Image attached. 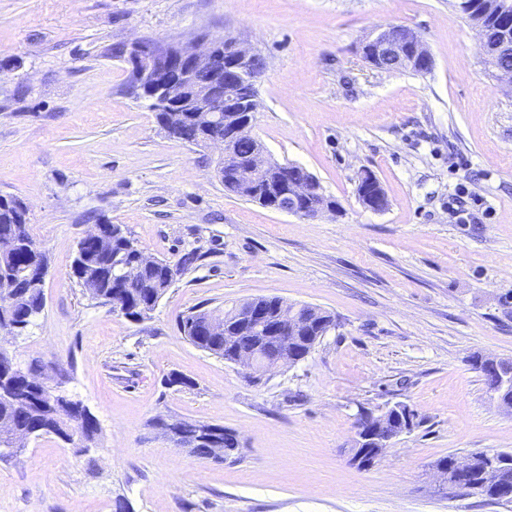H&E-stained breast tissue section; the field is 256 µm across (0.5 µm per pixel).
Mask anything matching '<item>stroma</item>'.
Returning a JSON list of instances; mask_svg holds the SVG:
<instances>
[{
	"mask_svg": "<svg viewBox=\"0 0 512 512\" xmlns=\"http://www.w3.org/2000/svg\"><path fill=\"white\" fill-rule=\"evenodd\" d=\"M410 27L427 73L367 65L364 36ZM233 36L265 61L252 135L336 201L314 220L225 191L211 150L168 138L129 91L116 46ZM383 211L365 208L364 172ZM0 194L29 208L49 256L21 367L81 401L91 448L56 437L0 457V512H512L440 489L435 464L512 452V410L472 355L512 361V88L488 74L451 0H0ZM189 265L148 319L91 300L71 270L94 225ZM336 317L307 358L250 382L184 338L198 306L255 296ZM189 378L169 386L171 374ZM402 402L417 426L351 462L361 409ZM172 417L234 430L199 458L158 436ZM369 175H373L371 172H368ZM374 176V182L370 184L373 190H377L379 192L373 193V196H370L371 193L368 192L367 185L370 183V180L365 181V174L361 177L359 185H358V197L362 203V205L372 211H382L387 206V200L385 196L382 194L383 188L381 187L378 179Z\"/></svg>",
	"mask_w": 512,
	"mask_h": 512,
	"instance_id": "stroma-1",
	"label": "stroma"
}]
</instances>
